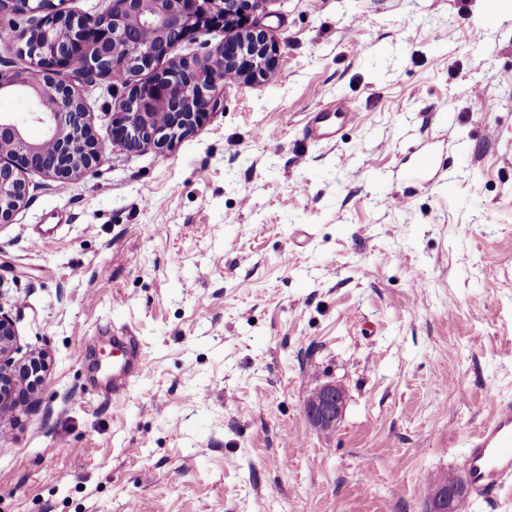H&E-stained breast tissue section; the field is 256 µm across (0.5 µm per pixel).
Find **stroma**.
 <instances>
[{
	"label": "stroma",
	"instance_id": "35a3bbf8",
	"mask_svg": "<svg viewBox=\"0 0 512 512\" xmlns=\"http://www.w3.org/2000/svg\"><path fill=\"white\" fill-rule=\"evenodd\" d=\"M254 18L273 71L172 146L25 172L0 307L47 368L0 422V512H428L512 397V0ZM78 90L109 140L111 79ZM338 104L365 123L310 141ZM116 336L143 360L117 395ZM327 383L347 397L321 432ZM314 392L315 396L305 405L309 422L321 431L335 429L345 406V388L340 384H325L316 388Z\"/></svg>",
	"mask_w": 512,
	"mask_h": 512
}]
</instances>
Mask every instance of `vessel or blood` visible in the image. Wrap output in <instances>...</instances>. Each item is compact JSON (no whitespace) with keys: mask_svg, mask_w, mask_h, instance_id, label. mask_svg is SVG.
Segmentation results:
<instances>
[{"mask_svg":"<svg viewBox=\"0 0 512 512\" xmlns=\"http://www.w3.org/2000/svg\"><path fill=\"white\" fill-rule=\"evenodd\" d=\"M362 113L319 111L310 117L305 135L320 142L334 141L341 121L359 123ZM133 340L114 338L112 341V377L134 381L142 368V361L134 355ZM465 471L476 496L492 499L512 482V399L495 402L490 418L470 437L466 444Z\"/></svg>","mask_w":512,"mask_h":512,"instance_id":"vessel-or-blood-1","label":"vessel or blood"}]
</instances>
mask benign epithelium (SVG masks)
<instances>
[{
  "instance_id": "obj_1",
  "label": "benign epithelium",
  "mask_w": 512,
  "mask_h": 512,
  "mask_svg": "<svg viewBox=\"0 0 512 512\" xmlns=\"http://www.w3.org/2000/svg\"><path fill=\"white\" fill-rule=\"evenodd\" d=\"M261 0H112L103 13L64 18L55 0H0V13L37 15L23 29L16 53L29 59L26 70L0 68V93L26 98V116L0 113V223L11 221L28 186L31 170L64 184L90 172L109 155L91 134L84 99L74 81L88 83L122 75L125 80L112 113V143L136 152L158 149L193 131L209 110L220 105L217 87L263 78L275 65V46L265 30L250 21ZM224 26L237 29L202 62L179 60L146 81L137 76L154 68L184 41ZM41 128L32 141L26 124ZM14 325L0 312V419L15 412L17 375L11 353ZM346 390L325 384L305 405L309 422L321 431L341 420ZM468 492L454 476L430 488V512H449Z\"/></svg>"
}]
</instances>
